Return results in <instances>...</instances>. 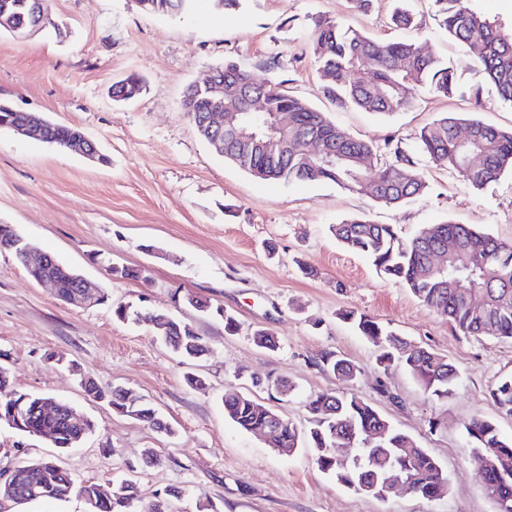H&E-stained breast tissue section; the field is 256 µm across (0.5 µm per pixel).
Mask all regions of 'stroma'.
Listing matches in <instances>:
<instances>
[{
    "instance_id": "stroma-1",
    "label": "stroma",
    "mask_w": 512,
    "mask_h": 512,
    "mask_svg": "<svg viewBox=\"0 0 512 512\" xmlns=\"http://www.w3.org/2000/svg\"><path fill=\"white\" fill-rule=\"evenodd\" d=\"M409 4L417 25L403 32L390 22L395 0H372L365 12L349 0H244L229 15L214 0H196L191 12L173 16L147 14L135 0H51L43 28L0 33V102L79 129L102 154L91 162L0 129V224L13 225L110 296L106 305L64 303L0 251V365L17 389L68 402L95 425L67 450L1 425L0 473L52 458L80 483L108 489L128 479L138 490L132 512H144L172 486L187 493L170 512H497L470 460L465 426L483 417L512 435V418L490 397L512 374V341L453 330L446 316L339 244L330 227L362 216L393 225L408 240L452 220L512 242V171L474 190L424 157L428 194L385 207L332 183L257 180L216 155L181 106L190 82L231 60L380 147L394 140L415 150L421 129L448 112L512 128V106L482 83L440 29L431 0ZM318 17L377 40L406 37L454 61L457 93L414 91L412 105L389 117L338 109L322 92L309 40ZM133 73L143 79V93L114 101L113 84ZM99 255L142 270L144 279H113L96 263ZM300 258L312 274L299 271ZM190 294L224 307L238 322L236 332L188 307ZM128 304L193 321L209 354L187 364L146 325L115 318L114 307ZM346 310L447 358L459 372L452 395L431 396L401 364L380 367L376 347L340 319ZM261 327L275 333L279 350L254 344ZM328 354L350 361L355 376L333 374L322 363ZM189 371L203 387L186 384ZM87 377L145 398L176 437L89 397L80 385ZM282 379L293 393L278 392ZM321 391L371 403L437 460L447 493H356L322 472L309 449L278 453L239 430L222 403L224 394L242 393L302 427L306 396ZM147 448L158 451L161 464L144 465Z\"/></svg>"
}]
</instances>
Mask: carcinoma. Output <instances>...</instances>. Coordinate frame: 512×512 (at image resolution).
Listing matches in <instances>:
<instances>
[{
  "mask_svg": "<svg viewBox=\"0 0 512 512\" xmlns=\"http://www.w3.org/2000/svg\"><path fill=\"white\" fill-rule=\"evenodd\" d=\"M194 0H148L145 11L155 15L176 13L174 7L188 10ZM440 27L448 38L458 43L474 61L483 80L495 87L500 98L512 104V29L497 22L470 5V0H432ZM392 23L400 29L417 26L415 16L404 8H396ZM312 52L324 95L341 107H354L381 117L412 104L408 91L423 89L435 96L448 98L457 90V67L444 63L407 40L377 41L365 34L341 26L338 22L318 18L310 35ZM360 68L371 70V83L362 85L353 74ZM224 79L241 89L261 97L262 112H248L245 122L250 140L224 143V153L242 160L243 172L263 181L332 182L340 189L365 195L385 206H401L428 189L418 158L397 146L392 159L382 158L373 144L356 138L334 123L325 113L312 108L304 100L288 94L281 84L260 80L233 61L224 63ZM185 108L193 109L192 118L202 117L209 107L204 91L188 85L183 95ZM286 112L288 139L296 143L295 151L280 158L256 145L281 136L275 113ZM465 125L471 140L460 143L456 130ZM47 143L71 149L82 132L72 126L45 125ZM320 137L326 151L314 156L307 140ZM418 152L441 162L458 173L473 189L497 181L512 171V131L489 125L462 113H445L425 126L419 135ZM476 155L479 165L466 166V159ZM336 240L345 248L369 257L380 274L402 284L425 305L448 317L450 326L472 336L512 339V244L467 224L451 221L403 242L389 224H375L364 217H353L332 226ZM459 243L462 251L448 254V262L437 265L448 245ZM32 243L22 242L10 224H0V249L13 252L27 263V249ZM28 271L37 282L47 280L58 285L53 295L72 303L80 291L81 274L48 254L42 265ZM485 298L475 307L468 295ZM185 302L196 310L220 317L224 332L236 331L234 317L224 309L212 308L208 302L188 296ZM120 321L134 319L143 323L166 346L186 359H198L209 352L206 339L190 322L164 312H129L124 306L114 309ZM358 332L378 347V362L387 368L402 364L431 395L446 398L452 394L458 374L445 357L431 349L399 336L390 328L353 311L341 313ZM254 343L275 350L278 340L267 329L253 334ZM324 364L335 374L351 377L355 367L345 359L327 356ZM84 391L107 404L113 411L148 424L156 431L173 437L176 430L161 420L156 411L133 391L125 388L104 390L91 379L81 380ZM500 411L512 417V376L500 379L490 391ZM44 396L16 389L8 369L0 366V424L19 434L39 436L54 447H77L93 431L88 419L74 418L77 410L67 402L59 403L58 412H43ZM224 411L235 426L253 435L267 434L268 446L277 452L292 451L302 445L315 450L319 468L353 491L376 496L384 480L401 475L415 494L432 499L443 495L448 480L437 461L415 439L387 421L370 403L355 394L338 396L321 392L306 398L309 413L307 426L297 427L284 419L273 425L274 411L256 399L231 394L222 397ZM472 456L482 468L485 484L492 497L512 505V435L503 434L489 420L476 418L466 427ZM347 441L350 452L338 462L335 448ZM14 470L29 478L17 484L0 482V499L16 505L64 501L76 495L91 512H131L137 499L135 484L124 480L101 492L97 484L75 481L69 472L51 459L27 461ZM187 492L183 487H170L154 496L146 512H169V501Z\"/></svg>",
  "mask_w": 512,
  "mask_h": 512,
  "instance_id": "cac0c4a2",
  "label": "carcinoma"
}]
</instances>
